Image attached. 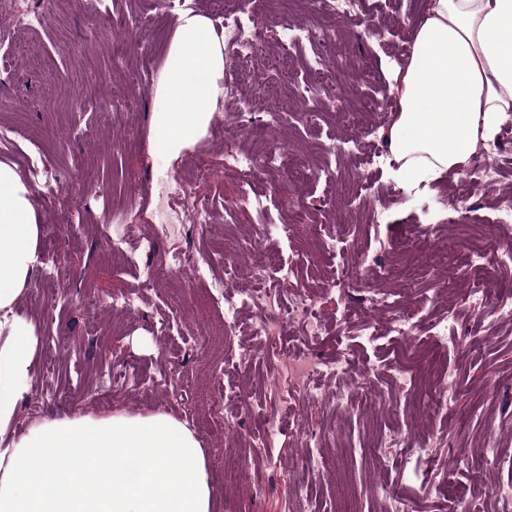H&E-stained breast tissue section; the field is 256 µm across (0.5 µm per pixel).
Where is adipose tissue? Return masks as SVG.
Here are the masks:
<instances>
[{"mask_svg":"<svg viewBox=\"0 0 512 512\" xmlns=\"http://www.w3.org/2000/svg\"><path fill=\"white\" fill-rule=\"evenodd\" d=\"M223 80V39L206 15H182L154 88L157 154L206 137ZM395 81L394 176L418 185L464 169L512 117V0H433ZM40 236L28 183L1 162L0 512H213L205 452L171 415L72 414L10 433L39 342L13 310Z\"/></svg>","mask_w":512,"mask_h":512,"instance_id":"adipose-tissue-1","label":"adipose tissue"}]
</instances>
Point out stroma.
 <instances>
[{"instance_id":"35a3bbf8","label":"stroma","mask_w":512,"mask_h":512,"mask_svg":"<svg viewBox=\"0 0 512 512\" xmlns=\"http://www.w3.org/2000/svg\"><path fill=\"white\" fill-rule=\"evenodd\" d=\"M0 0V29L13 31L0 52V127L12 128L14 144L0 147V162L19 173L27 166L21 148L39 140L49 176L60 186L34 191L41 224L38 261L15 313L39 338L32 390L21 399L14 431L24 432L47 417L82 414L166 413L187 424L206 454L214 491V512H382L383 493L392 490L407 512H453L455 489L473 482L512 486V324L493 325L472 311L482 295L512 293V266L493 265L472 277L466 249L470 236L493 223L496 203L512 188V136L500 134L491 160L501 168L496 181L468 202L449 207L450 222L429 226L428 209L449 206L444 189L459 176L404 187L394 194L393 177L367 167L362 156L341 154L343 141L366 140L371 104L394 96V55L411 45L412 32L427 15L429 0H358L354 14L329 10L325 0H247L256 17L307 22L340 41L323 45L330 64L353 61L355 76L311 74L303 59L310 49L283 50L265 35L248 63L243 96L228 99L207 136L174 160L152 155L154 87L138 82L140 71H161L172 23L157 0ZM39 9L36 31L16 34L22 10ZM382 29L384 38L372 36ZM76 52L62 50V41ZM277 153L280 164H256L249 196H242L237 156ZM332 166L333 184L323 168ZM195 182L192 204L202 223L165 224L145 216L157 211L163 175ZM263 201L278 223L295 236L264 235L249 199ZM388 208L389 221H370L374 207ZM125 211L130 237L151 238L154 249L138 267L114 264L107 253L112 213ZM349 227L351 246L372 267L368 277L346 278L345 304L325 292L324 270L342 269V252L324 248L336 225ZM406 245L404 258L382 253L381 242ZM189 254L182 267L147 282L145 271L168 263L172 252ZM222 252L224 261L198 272L197 262ZM293 263L299 282L315 293L319 312L330 322L315 353L332 359L351 347L366 308L389 286L396 304L379 311L380 332L359 349L382 397L377 406L332 409L346 385L322 381L327 404L308 419L320 443H333L336 465L319 479L298 422L281 408L292 383L276 373L266 350L249 362L233 359L244 337L247 308L235 326L224 327V302L213 294L225 265H235L238 283H274L281 264ZM137 296V304L116 311L112 293ZM419 327L447 317L453 328L446 345L420 341L412 347L390 334L399 316ZM415 375L436 369L456 379L446 410L427 409L419 391L402 390L389 379L391 363ZM253 413L241 412L243 402ZM281 427L270 444H260L267 419ZM495 423L500 459L482 467L479 446L485 426ZM401 432L406 450L380 448L379 432Z\"/></svg>"}]
</instances>
